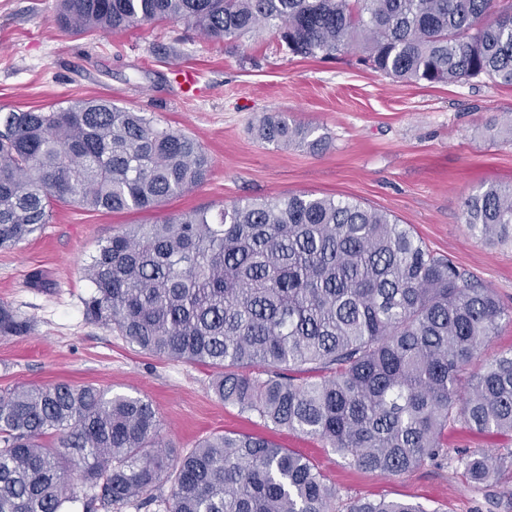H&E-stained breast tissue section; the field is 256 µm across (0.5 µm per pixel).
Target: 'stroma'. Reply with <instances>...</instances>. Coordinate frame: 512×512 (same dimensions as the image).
I'll return each instance as SVG.
<instances>
[{
    "instance_id": "stroma-1",
    "label": "stroma",
    "mask_w": 512,
    "mask_h": 512,
    "mask_svg": "<svg viewBox=\"0 0 512 512\" xmlns=\"http://www.w3.org/2000/svg\"><path fill=\"white\" fill-rule=\"evenodd\" d=\"M57 4L0 0V113L109 98L146 113L156 127L197 139L211 170L202 184L150 211L56 205L41 231L0 249V303L31 325L26 335L0 336V389L69 382L146 398L165 443L181 452L215 433L260 434L311 459L344 500L512 512V471L481 488L452 467L386 476L350 465L318 439L224 404L212 390L217 369L141 352L90 321L84 300L91 286L81 273L99 245L128 225L199 208L215 212L242 198L312 193L391 214L512 307V242L472 238L461 214L462 201L482 187L512 186V87L485 78L396 82L365 67L357 48L304 58L265 30L219 43L182 22L71 33L55 21ZM179 66L197 71L195 91L179 84ZM273 112L317 127L327 148L258 141L254 125ZM35 271L44 287H30Z\"/></svg>"
}]
</instances>
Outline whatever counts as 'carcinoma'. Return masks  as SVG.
<instances>
[{
  "mask_svg": "<svg viewBox=\"0 0 512 512\" xmlns=\"http://www.w3.org/2000/svg\"><path fill=\"white\" fill-rule=\"evenodd\" d=\"M162 21L214 42L268 28L302 57L355 45L394 81L512 86V0H60L57 15L76 33ZM255 136L327 146L281 112ZM210 168L195 138L110 99L0 114V248L28 240L58 204L149 211ZM462 218L479 240L512 239V186L469 196ZM83 274L91 320L143 352L219 369L224 403L358 468L451 463L475 486L512 468V449L448 457L458 423L512 434V349L467 374L512 308L384 211L312 194L241 199L121 230ZM28 330L0 304L1 337ZM80 487L85 512L135 500L156 512H425L369 498L338 509L316 464L262 436L216 434L180 455L145 398L69 383L1 392L0 512H65Z\"/></svg>",
  "mask_w": 512,
  "mask_h": 512,
  "instance_id": "carcinoma-1",
  "label": "carcinoma"
}]
</instances>
